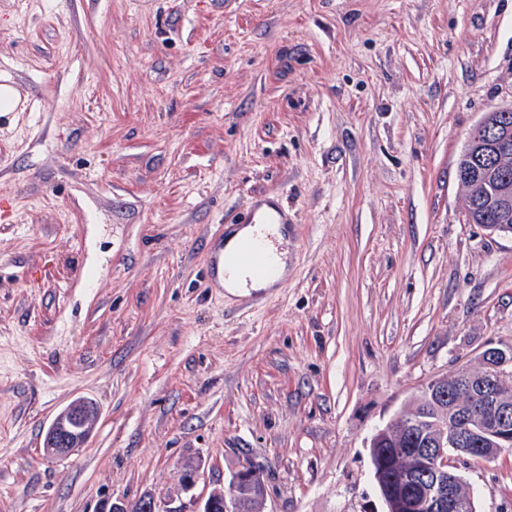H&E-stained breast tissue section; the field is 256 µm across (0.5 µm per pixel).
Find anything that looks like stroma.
<instances>
[{"label":"stroma","instance_id":"35a3bbf8","mask_svg":"<svg viewBox=\"0 0 512 512\" xmlns=\"http://www.w3.org/2000/svg\"><path fill=\"white\" fill-rule=\"evenodd\" d=\"M0 79V512H196L249 461L266 512H383L373 432L512 347V235L456 180L512 0H0ZM259 189L300 252L225 296L206 244ZM459 472L512 512V452ZM98 417L96 406L77 398L59 412L44 438L45 455L62 459L85 447Z\"/></svg>","mask_w":512,"mask_h":512}]
</instances>
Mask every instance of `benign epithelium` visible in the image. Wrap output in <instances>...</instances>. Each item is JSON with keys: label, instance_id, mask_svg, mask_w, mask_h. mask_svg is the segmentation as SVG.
<instances>
[{"label": "benign epithelium", "instance_id": "7a95c632", "mask_svg": "<svg viewBox=\"0 0 512 512\" xmlns=\"http://www.w3.org/2000/svg\"><path fill=\"white\" fill-rule=\"evenodd\" d=\"M489 190L502 204L501 216L509 219L512 188L506 183L494 182ZM512 369V349L486 348L479 366L463 373L455 372L433 379L414 394L440 407L431 417L418 413L398 414V438L392 453H376L380 447L383 429L371 436L368 448L378 457V473L390 471V479L402 488L404 500L390 495L382 496L386 512H469L474 507L473 488L458 477V464L474 452L472 442L487 445L483 455L494 458L512 448V406L493 385V379ZM466 389L470 406L482 409L480 420L462 432L458 423L468 421L463 411L448 417L442 404L448 401L450 386ZM98 417L96 406L89 400L77 398L59 412L44 438L45 455L62 459L85 447ZM267 489L258 470L243 466L231 478L227 487L213 490L197 512H265Z\"/></svg>", "mask_w": 512, "mask_h": 512}]
</instances>
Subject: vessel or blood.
Segmentation results:
<instances>
[{"instance_id":"vessel-or-blood-1","label":"vessel or blood","mask_w":512,"mask_h":512,"mask_svg":"<svg viewBox=\"0 0 512 512\" xmlns=\"http://www.w3.org/2000/svg\"><path fill=\"white\" fill-rule=\"evenodd\" d=\"M234 223L254 226L255 232L249 242L235 252L224 249L223 237H216L209 250L205 278L210 287L223 288L224 284L234 283L237 269L245 268L255 279L279 283L282 279L284 241L268 232L271 224L287 228L288 212L279 202L266 193L254 194L250 206L235 215Z\"/></svg>"}]
</instances>
